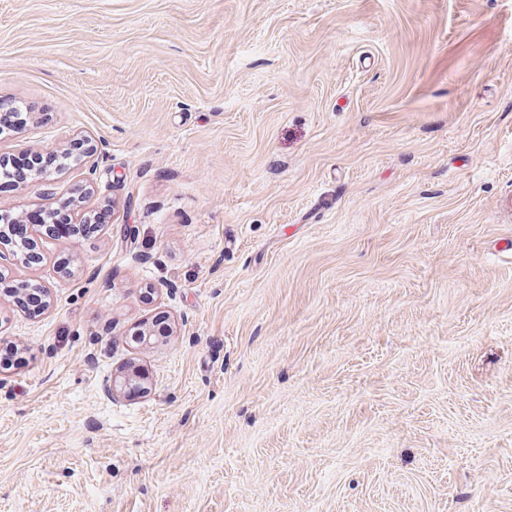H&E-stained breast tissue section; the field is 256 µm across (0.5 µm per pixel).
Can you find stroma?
Segmentation results:
<instances>
[{
  "label": "stroma",
  "instance_id": "35a3bbf8",
  "mask_svg": "<svg viewBox=\"0 0 512 512\" xmlns=\"http://www.w3.org/2000/svg\"><path fill=\"white\" fill-rule=\"evenodd\" d=\"M7 98L94 153L0 208L112 216L9 268L0 512H512V0H0Z\"/></svg>",
  "mask_w": 512,
  "mask_h": 512
}]
</instances>
